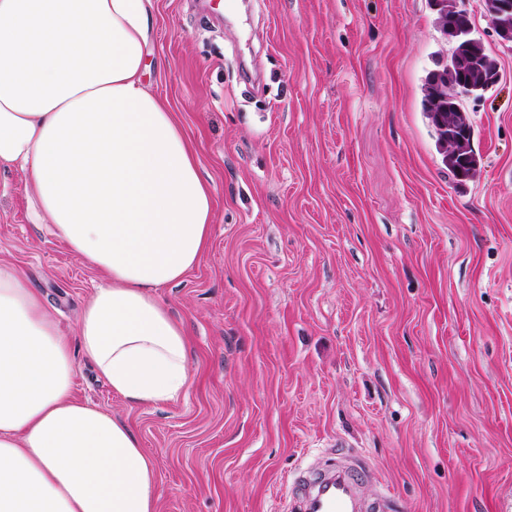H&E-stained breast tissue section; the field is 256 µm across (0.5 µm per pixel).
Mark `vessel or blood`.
<instances>
[{
  "label": "vessel or blood",
  "mask_w": 512,
  "mask_h": 512,
  "mask_svg": "<svg viewBox=\"0 0 512 512\" xmlns=\"http://www.w3.org/2000/svg\"><path fill=\"white\" fill-rule=\"evenodd\" d=\"M371 476L365 460L349 455L335 465L295 476L288 497V512H394L390 496L368 499L363 483Z\"/></svg>",
  "instance_id": "obj_1"
}]
</instances>
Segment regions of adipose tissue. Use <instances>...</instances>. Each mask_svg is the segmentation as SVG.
<instances>
[{"mask_svg":"<svg viewBox=\"0 0 512 512\" xmlns=\"http://www.w3.org/2000/svg\"><path fill=\"white\" fill-rule=\"evenodd\" d=\"M153 0H0V168L29 219L104 281L76 333L133 405L178 398L180 323L156 296L206 250L213 196L173 112L143 81ZM70 341L43 294L0 267V512H154L131 429L72 397Z\"/></svg>","mask_w":512,"mask_h":512,"instance_id":"ef3b65f1","label":"adipose tissue"}]
</instances>
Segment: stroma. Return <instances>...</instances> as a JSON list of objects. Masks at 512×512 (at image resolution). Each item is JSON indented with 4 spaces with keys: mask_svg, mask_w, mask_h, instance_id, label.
Returning <instances> with one entry per match:
<instances>
[{
    "mask_svg": "<svg viewBox=\"0 0 512 512\" xmlns=\"http://www.w3.org/2000/svg\"><path fill=\"white\" fill-rule=\"evenodd\" d=\"M155 0L145 85L174 112L214 210L208 249L157 295L191 381L130 405L75 358L72 396L126 423L155 512H284L336 445L401 512H512V49L467 0L500 83L464 100L456 179L421 88L453 48L430 0ZM0 266L75 336L99 282L0 170Z\"/></svg>",
    "mask_w": 512,
    "mask_h": 512,
    "instance_id": "obj_1",
    "label": "stroma"
}]
</instances>
